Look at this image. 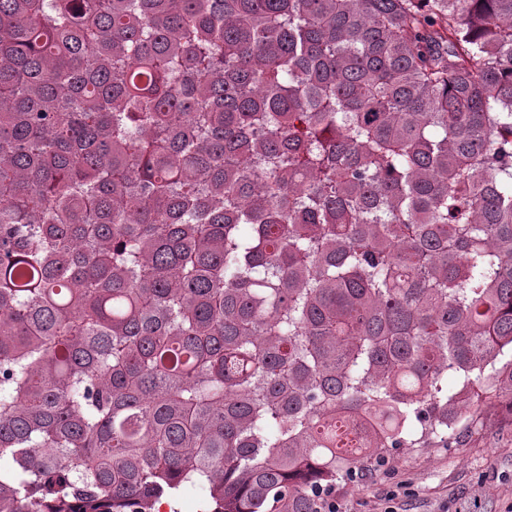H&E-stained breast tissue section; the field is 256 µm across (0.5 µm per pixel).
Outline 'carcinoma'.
<instances>
[{
    "label": "carcinoma",
    "instance_id": "obj_1",
    "mask_svg": "<svg viewBox=\"0 0 512 512\" xmlns=\"http://www.w3.org/2000/svg\"><path fill=\"white\" fill-rule=\"evenodd\" d=\"M498 406L512 0H0L1 502L327 512ZM207 499L208 493L204 489L187 485L182 488L176 499L167 502L170 506L169 510L161 512H203L206 509Z\"/></svg>",
    "mask_w": 512,
    "mask_h": 512
}]
</instances>
